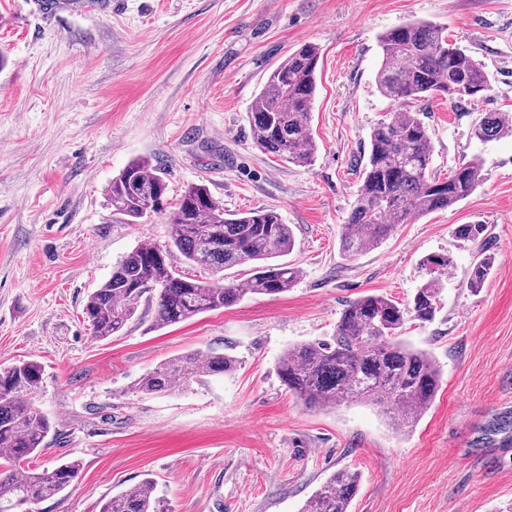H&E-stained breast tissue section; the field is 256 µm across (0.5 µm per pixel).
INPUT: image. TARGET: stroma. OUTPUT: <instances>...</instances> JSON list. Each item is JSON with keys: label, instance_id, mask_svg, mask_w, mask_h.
<instances>
[{"label": "stroma", "instance_id": "1", "mask_svg": "<svg viewBox=\"0 0 512 512\" xmlns=\"http://www.w3.org/2000/svg\"><path fill=\"white\" fill-rule=\"evenodd\" d=\"M38 2L0 0V368L43 367L36 401L53 429L30 468H81L37 512H98L147 478L170 512H301L345 468L360 475L349 512H512V135L472 134L484 113H512V0H79L53 14ZM410 19L447 27L485 67L487 97L419 105L433 169L478 154L484 180L349 257L342 226L391 109L375 84L378 38ZM307 42L320 49L317 153L297 166L254 145L248 112ZM138 157L158 162L170 199L203 183L226 212L276 209L295 236L293 288L167 327L145 303L94 339L87 296L139 242L167 240L163 216L124 224L108 203V183ZM459 224L488 237L458 242ZM430 254L450 259L440 309L402 333L442 370L417 424L395 429L364 404L311 409L282 385L286 348L332 336L361 296L408 302ZM485 255L491 273L471 290ZM194 351L239 365L175 394L134 391L148 368Z\"/></svg>", "mask_w": 512, "mask_h": 512}]
</instances>
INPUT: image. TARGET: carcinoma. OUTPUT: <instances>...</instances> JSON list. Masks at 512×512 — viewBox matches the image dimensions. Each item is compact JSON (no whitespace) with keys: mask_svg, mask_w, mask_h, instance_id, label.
Segmentation results:
<instances>
[{"mask_svg":"<svg viewBox=\"0 0 512 512\" xmlns=\"http://www.w3.org/2000/svg\"><path fill=\"white\" fill-rule=\"evenodd\" d=\"M378 92L394 105L371 131L361 183L341 231L348 256L376 248L398 224L449 209L483 183L484 161L474 156L458 163L448 176L432 170L433 147L416 104L433 97L454 103L479 99L490 91L483 64L448 41L447 28L411 20L379 39ZM319 48L305 43L270 73L249 113L252 140L260 150L289 163L307 166L317 145L310 132V113L317 90ZM512 133V114L488 112L474 125L481 140ZM169 187L148 158L130 161L106 188L112 213L126 224L151 215L165 216L168 243L142 242L112 268L110 277L91 292L83 314L94 338L122 331L137 313L145 294L156 292L155 321L169 326L200 314L224 309L244 295H277L294 286L297 267L277 263L294 248L290 225L273 208L227 214L224 203L204 184L188 187L168 202ZM462 243L485 238L487 225L458 224ZM207 273L203 280L181 275L177 257ZM449 258L434 254L423 261L426 281L409 307L382 295L349 302L333 336L289 347L277 363V376L289 392L313 408L369 403L401 426L414 425L431 407L441 370L425 350L400 340L406 324L427 323L438 311ZM249 266L243 283L224 282L221 272ZM492 258L473 263L467 286L484 287ZM235 357L188 353L147 370L135 384L143 394L175 393L207 376L237 369ZM43 379L42 366L23 361L0 368V512H21L67 490L80 465L66 461L35 472L23 463L38 454L50 432V421L34 402ZM359 482L356 472L332 474L307 501L303 512H348ZM100 512H163L150 479L106 500Z\"/></svg>","mask_w":512,"mask_h":512,"instance_id":"carcinoma-1","label":"carcinoma"}]
</instances>
